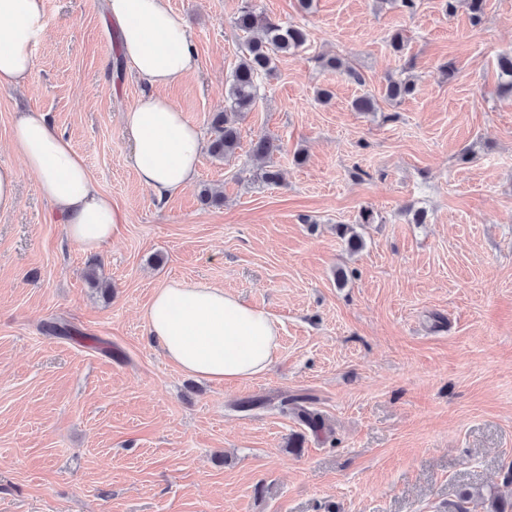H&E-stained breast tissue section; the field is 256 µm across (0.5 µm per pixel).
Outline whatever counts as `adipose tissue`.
I'll return each mask as SVG.
<instances>
[{
  "label": "adipose tissue",
  "instance_id": "adipose-tissue-1",
  "mask_svg": "<svg viewBox=\"0 0 512 512\" xmlns=\"http://www.w3.org/2000/svg\"><path fill=\"white\" fill-rule=\"evenodd\" d=\"M128 67L146 85L123 115L139 181L158 196L193 185L205 140L162 90L195 73L199 59L185 20L168 0H106ZM45 0H0V91L24 85L45 41ZM13 143L38 175V190L59 215L67 239L88 253L118 238L126 213L98 187L83 157L56 134L44 112L19 118ZM150 336L185 373L214 382L263 374L280 348V324L269 312L212 284L173 279L146 310Z\"/></svg>",
  "mask_w": 512,
  "mask_h": 512
}]
</instances>
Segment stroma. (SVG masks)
Here are the masks:
<instances>
[{
  "label": "stroma",
  "instance_id": "1",
  "mask_svg": "<svg viewBox=\"0 0 512 512\" xmlns=\"http://www.w3.org/2000/svg\"><path fill=\"white\" fill-rule=\"evenodd\" d=\"M199 68L167 90L209 131L241 57L242 0H169ZM304 27L279 56L229 159L202 153L195 185L158 197L130 162L122 115L144 90L104 0H46L49 35L23 86L0 92V512H456L463 492L512 501V0L480 22L443 0H255ZM403 56L387 45L394 30ZM347 59L352 73L320 59ZM451 63L446 76L441 65ZM412 76L413 97L386 100ZM330 90L329 102L317 92ZM375 96L378 109L353 100ZM45 112L129 214L97 253L70 243L12 145ZM273 137L277 184L251 141ZM208 184L224 194L203 204ZM364 248L336 234L363 207ZM344 284H337V272ZM174 278L272 314L269 371L236 383L180 371L146 306ZM318 413L321 430L296 416ZM17 172L14 168L0 166V211L12 210L17 202L16 183Z\"/></svg>",
  "mask_w": 512,
  "mask_h": 512
}]
</instances>
